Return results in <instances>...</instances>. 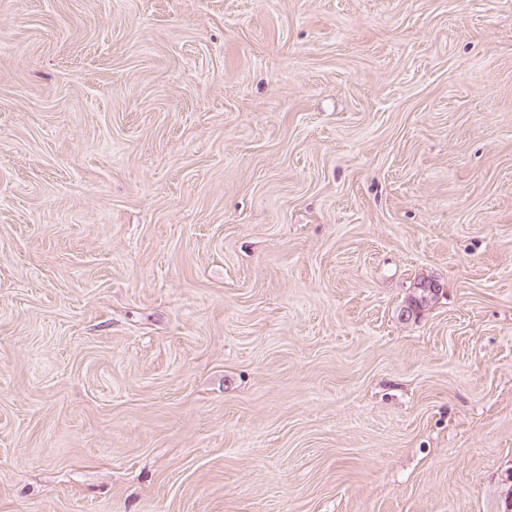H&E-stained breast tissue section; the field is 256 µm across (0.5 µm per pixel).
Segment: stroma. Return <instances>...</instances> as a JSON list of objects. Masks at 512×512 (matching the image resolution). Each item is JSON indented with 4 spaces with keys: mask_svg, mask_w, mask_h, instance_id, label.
<instances>
[{
    "mask_svg": "<svg viewBox=\"0 0 512 512\" xmlns=\"http://www.w3.org/2000/svg\"><path fill=\"white\" fill-rule=\"evenodd\" d=\"M511 498L512 0H0V512Z\"/></svg>",
    "mask_w": 512,
    "mask_h": 512,
    "instance_id": "stroma-1",
    "label": "stroma"
}]
</instances>
